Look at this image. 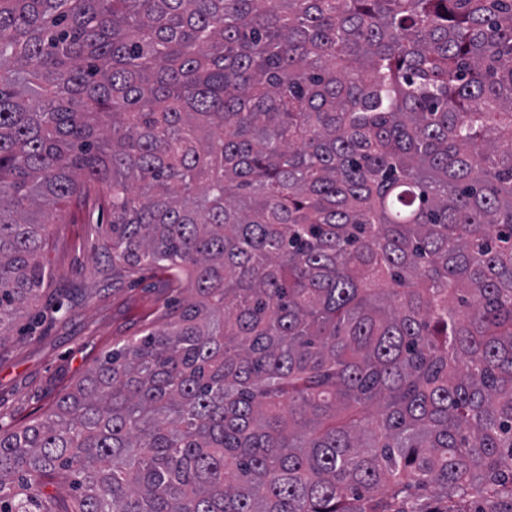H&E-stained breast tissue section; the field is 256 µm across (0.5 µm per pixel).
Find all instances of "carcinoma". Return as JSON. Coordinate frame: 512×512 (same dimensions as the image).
<instances>
[{
  "instance_id": "carcinoma-1",
  "label": "carcinoma",
  "mask_w": 512,
  "mask_h": 512,
  "mask_svg": "<svg viewBox=\"0 0 512 512\" xmlns=\"http://www.w3.org/2000/svg\"><path fill=\"white\" fill-rule=\"evenodd\" d=\"M92 188L189 297L0 512H512V0H0V345Z\"/></svg>"
}]
</instances>
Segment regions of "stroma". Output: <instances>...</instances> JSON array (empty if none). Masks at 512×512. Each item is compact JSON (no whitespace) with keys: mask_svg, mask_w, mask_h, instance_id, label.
Listing matches in <instances>:
<instances>
[{"mask_svg":"<svg viewBox=\"0 0 512 512\" xmlns=\"http://www.w3.org/2000/svg\"><path fill=\"white\" fill-rule=\"evenodd\" d=\"M109 235L107 211L78 195L49 224L42 296L0 346V429L48 412L113 344L143 336L173 303L164 270L113 282Z\"/></svg>","mask_w":512,"mask_h":512,"instance_id":"1","label":"stroma"}]
</instances>
